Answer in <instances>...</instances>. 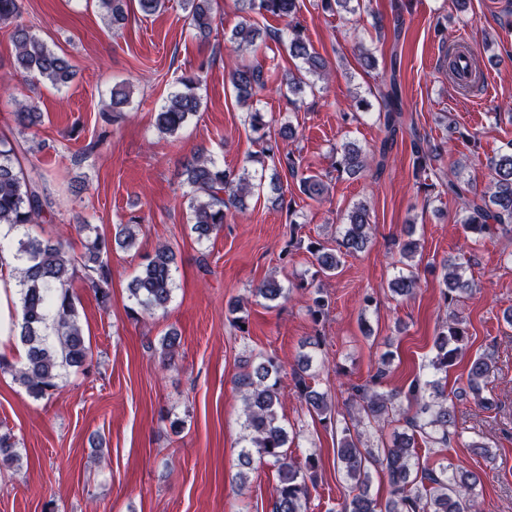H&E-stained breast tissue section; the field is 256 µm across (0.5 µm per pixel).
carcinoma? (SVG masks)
I'll list each match as a JSON object with an SVG mask.
<instances>
[{
	"label": "carcinoma",
	"instance_id": "cac0c4a2",
	"mask_svg": "<svg viewBox=\"0 0 512 512\" xmlns=\"http://www.w3.org/2000/svg\"><path fill=\"white\" fill-rule=\"evenodd\" d=\"M360 0H320L321 8L328 12L354 13L352 2ZM106 12L112 28L119 29L127 17V0H98ZM216 0H181L186 20L195 35L201 39L210 36L215 24ZM242 20L225 35V39L238 52H256L259 30L250 21L251 14H271L288 20V54L301 62L297 71H288L282 77L283 95L288 103L297 106L303 101L306 89L314 79L323 78L328 71V61L311 51L304 29L299 22L298 0H237ZM20 14L19 0H0V24H11L15 65L19 69L47 80L55 87L68 84L73 70L68 60L54 53L36 38L27 27L16 22ZM398 54L392 52L391 75L369 94L378 104L377 121L385 136L379 145L365 151L354 142L344 143L337 155L336 171L349 177L360 175L372 166L383 169L386 159L397 142V135L405 125L401 87L396 72ZM199 75L193 73L179 79V87L166 103L155 112V125L164 134L175 136L200 109L197 93ZM230 82L239 101L250 99L255 91L266 86L265 67L259 61L237 66L230 72ZM130 102V90L123 84L112 88V121L121 118L123 109ZM15 119L25 129L41 125L43 115L34 106L15 98L11 99ZM28 149L18 140L0 137V225L22 232L17 241L15 255L19 265L12 270L20 286L22 323L19 336L26 348L25 360L15 364L0 355V372H9L14 380L33 399L49 397L62 387L63 375L68 371L89 372L93 367V353L80 323L72 281L78 272L85 273L96 300L103 308L112 299V273L109 258L113 247L129 250L137 243L138 221L119 224L114 237L96 233L87 236L84 250L69 249L67 241L43 238L31 231L37 224L53 220L52 203L44 193V174L41 167L29 162ZM412 171L416 179L429 178L436 151L426 145V138L413 131ZM272 169L270 182L255 179L251 169ZM493 179L481 195L467 197L468 183L461 179V171L453 168L448 181L425 187L438 188L464 201L465 228L476 235L491 233L494 224L512 223V151L489 159ZM285 172L296 183L299 192L310 199H318L327 191V183L317 174L306 173L294 154H282L274 145L265 141L260 150L246 158L239 168L224 167L210 157L199 156L186 166L184 184L193 230L198 239L209 238L223 229L231 209L246 207V196L264 192L265 186L277 193L275 203H284L280 172ZM295 210L288 207L292 228L282 260H288L293 251L304 249L314 258L313 277L329 276L342 265V259L363 251L369 242L371 215L366 204H354L346 214L336 247L329 248L317 241H304L297 233ZM176 254L169 245L158 247L146 258L138 273L128 285L129 297L145 313L166 310L173 295V269ZM414 271L399 274L390 282L393 294L406 298L417 287ZM442 290L444 305L449 307L459 301L462 294L472 290V283L465 279L458 266L451 264L443 273ZM295 288L309 294L307 311L314 324H319L329 313L328 295L312 283L300 281ZM255 294L266 301L276 302L287 297L288 291L275 280H269L255 289ZM468 333L463 321L452 315L445 320L434 340L436 354L429 362L432 375L448 374L462 356L463 343ZM388 359L381 358L370 380L351 386L349 398L350 419L360 424L367 422L376 430L404 422L407 430L393 432L390 442L375 455L362 447L361 433L349 426L336 448V463L358 494L344 504L341 512H477L476 488L479 476L461 466L441 464L438 469L419 468L418 449L421 445L437 444L448 447V427L455 414L454 404L435 379H414L405 395L407 405H402L397 392H381L387 375ZM311 357L302 355L292 367L291 376L295 392L308 410L325 421L332 417V406L325 393L312 386L309 374ZM283 365L274 357H260L256 364L245 363L237 378V386L244 404L243 449L240 462L250 467L258 459L277 469L272 512H308V484L315 483L319 460L313 456L298 463L289 453V431L279 416L282 405L281 379ZM492 372V359L477 355L468 361L466 386L454 393L457 399L467 396L478 398ZM19 461L16 442L9 433H0V465L12 466ZM380 472L389 487L388 497L380 500L370 494L372 472Z\"/></svg>",
	"mask_w": 512,
	"mask_h": 512
}]
</instances>
